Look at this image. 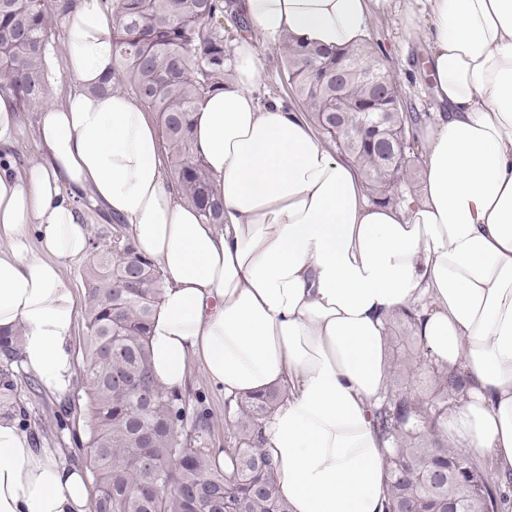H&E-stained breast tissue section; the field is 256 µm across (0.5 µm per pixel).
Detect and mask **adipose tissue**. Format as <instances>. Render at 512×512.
<instances>
[{"label": "adipose tissue", "mask_w": 512, "mask_h": 512, "mask_svg": "<svg viewBox=\"0 0 512 512\" xmlns=\"http://www.w3.org/2000/svg\"><path fill=\"white\" fill-rule=\"evenodd\" d=\"M437 109L425 127L421 198L375 204L304 113L256 96L262 49L283 35L334 50L362 41L399 0H238L249 31L223 91L199 104L194 144L224 221L202 223L163 170L157 128L122 92L101 0L63 20V100L38 114L41 156L0 166V328L21 329L22 365L44 389L73 374L76 301L64 266L91 247L85 205L128 224L164 275L150 324L158 381L191 364L225 398L287 395L263 428L290 512H384L389 317L422 305L429 365L467 379L440 425L459 450L512 480V0H412ZM37 236L30 249L29 236ZM81 468L0 418V512H90Z\"/></svg>", "instance_id": "adipose-tissue-1"}]
</instances>
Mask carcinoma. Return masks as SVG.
<instances>
[{"label":"carcinoma","instance_id":"carcinoma-1","mask_svg":"<svg viewBox=\"0 0 512 512\" xmlns=\"http://www.w3.org/2000/svg\"><path fill=\"white\" fill-rule=\"evenodd\" d=\"M76 0H0V90L22 112L49 100L45 53L55 48V29ZM113 51L120 66L99 90H130L156 113L170 177L206 224L223 223V204L213 199L210 177L196 152L192 129L198 101L224 90L230 68L222 19L224 0H112ZM284 78L307 108L314 127L360 171L378 203H406L410 157H418L410 132L421 120L404 110L399 90L369 40L327 50L285 37ZM347 65L342 89L349 105L336 118V87L327 73ZM381 117L378 136L399 149L385 163L377 140L362 127L368 113ZM135 270L140 287L118 279ZM163 274L138 254L127 235L110 247L92 244L84 270V320L90 369L85 409L89 418L87 460L93 469L92 512H289L278 494L275 464L262 451L264 421L285 398L273 388L237 401L236 446L224 449L231 466L219 468L209 448H196L185 433L178 398L154 377L148 331ZM20 332L0 330V412L20 417L12 367L19 364ZM115 375H134L154 396L146 410L112 385ZM465 378L438 376L428 397L389 392L374 410L379 435L390 445L386 512H501V483H492L478 462L448 446L439 422Z\"/></svg>","mask_w":512,"mask_h":512}]
</instances>
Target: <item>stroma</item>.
<instances>
[{
  "label": "stroma",
  "instance_id": "35a3bbf8",
  "mask_svg": "<svg viewBox=\"0 0 512 512\" xmlns=\"http://www.w3.org/2000/svg\"><path fill=\"white\" fill-rule=\"evenodd\" d=\"M369 38L378 45V53L397 85L400 96L409 111L430 120L435 102L424 78L423 61L427 55L425 44L409 37L404 12L379 15L373 18ZM284 55L280 47H269L265 52V69L259 97L261 101L276 100L292 109H299L282 80ZM16 170H24L39 157L36 115H19V130L13 144L4 152ZM85 327H77L73 341L74 375L64 393L46 391L24 369H17L16 383L20 405L27 414L26 431L32 445L37 448L62 449L67 462L86 466L84 443L88 432V417L83 402L87 387L84 347ZM386 362L391 388L401 392L426 394L434 389L436 369L427 366L418 352L419 343L408 322L392 317L386 336ZM183 398L189 416L204 413L208 426L199 433L205 448H230L235 438L228 425L237 417L223 394L211 386L198 367H191Z\"/></svg>",
  "mask_w": 512,
  "mask_h": 512
}]
</instances>
